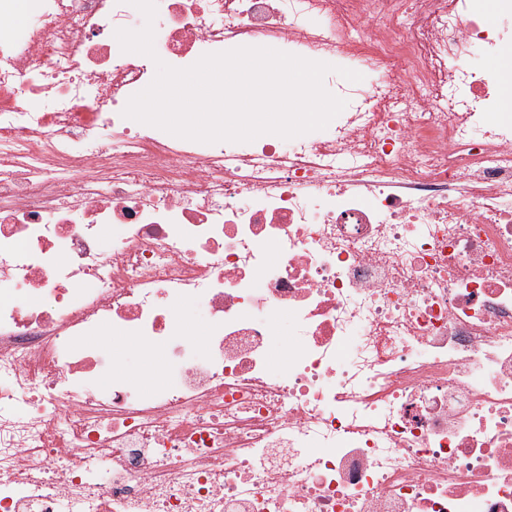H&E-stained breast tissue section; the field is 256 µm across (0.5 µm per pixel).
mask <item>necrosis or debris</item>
I'll use <instances>...</instances> for the list:
<instances>
[{
  "mask_svg": "<svg viewBox=\"0 0 512 512\" xmlns=\"http://www.w3.org/2000/svg\"><path fill=\"white\" fill-rule=\"evenodd\" d=\"M143 24L0 0V512H512V0H157L174 67H363L324 138L124 118ZM108 341L109 347L114 350L115 359L120 363L124 372H118L119 374H125L128 371H136V374L149 376L147 380H140L142 389H157L166 387L171 382V378L163 372H158L151 361L144 358L129 348L121 345L118 342Z\"/></svg>",
  "mask_w": 512,
  "mask_h": 512,
  "instance_id": "necrosis-or-debris-1",
  "label": "necrosis or debris"
}]
</instances>
